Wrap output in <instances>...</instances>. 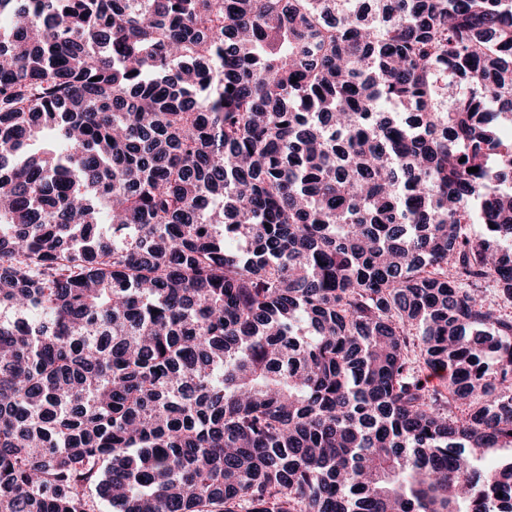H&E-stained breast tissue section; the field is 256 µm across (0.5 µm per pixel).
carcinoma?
<instances>
[{
  "label": "carcinoma",
  "instance_id": "carcinoma-1",
  "mask_svg": "<svg viewBox=\"0 0 512 512\" xmlns=\"http://www.w3.org/2000/svg\"><path fill=\"white\" fill-rule=\"evenodd\" d=\"M493 448L512 0H0V512H512Z\"/></svg>",
  "mask_w": 512,
  "mask_h": 512
}]
</instances>
